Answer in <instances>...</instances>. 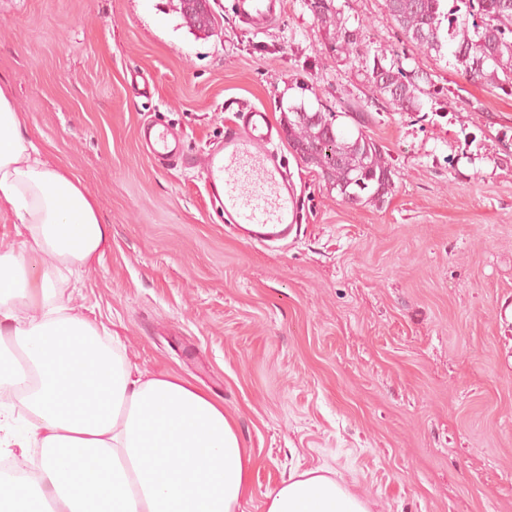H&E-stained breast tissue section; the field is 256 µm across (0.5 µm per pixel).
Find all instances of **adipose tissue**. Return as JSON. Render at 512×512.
Returning <instances> with one entry per match:
<instances>
[{"label":"adipose tissue","mask_w":512,"mask_h":512,"mask_svg":"<svg viewBox=\"0 0 512 512\" xmlns=\"http://www.w3.org/2000/svg\"><path fill=\"white\" fill-rule=\"evenodd\" d=\"M0 512H240L254 459L234 418L184 380L145 376L120 336L59 303L56 273L101 259L110 236L87 187L51 163L0 84ZM264 512H371L324 469L295 472Z\"/></svg>","instance_id":"adipose-tissue-1"}]
</instances>
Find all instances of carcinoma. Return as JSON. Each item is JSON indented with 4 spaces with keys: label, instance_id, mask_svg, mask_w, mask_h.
Segmentation results:
<instances>
[{
    "label": "carcinoma",
    "instance_id": "1",
    "mask_svg": "<svg viewBox=\"0 0 512 512\" xmlns=\"http://www.w3.org/2000/svg\"><path fill=\"white\" fill-rule=\"evenodd\" d=\"M447 0H385L388 14L405 40L416 48L450 57L452 66L473 83L490 85L512 95V0H453L466 5L467 18L456 9H445ZM321 22L333 26L336 47H359L360 28H350L334 0H304ZM376 91L401 112L420 107L424 90L408 76L397 58L376 54L373 58ZM288 141L299 159L321 170L331 188L344 200L380 207L393 189L395 170L383 147L367 133V112H325L323 105L288 106ZM353 120L357 132L338 123Z\"/></svg>",
    "mask_w": 512,
    "mask_h": 512
}]
</instances>
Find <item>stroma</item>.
I'll use <instances>...</instances> for the list:
<instances>
[{
    "mask_svg": "<svg viewBox=\"0 0 512 512\" xmlns=\"http://www.w3.org/2000/svg\"><path fill=\"white\" fill-rule=\"evenodd\" d=\"M210 4L205 36L180 0H0V81L110 226L61 298L145 375L223 403L256 459L241 512L317 467L372 512H512V96L406 42L384 0H335L362 31L349 53L303 0L262 33L235 0ZM380 50L424 88L419 110L375 91ZM300 100L371 113L395 187L379 208L344 202L282 143L301 231L254 247L212 207L200 162L242 103L279 124ZM145 121L183 133L186 166L153 165Z\"/></svg>",
    "mask_w": 512,
    "mask_h": 512,
    "instance_id": "1",
    "label": "stroma"
}]
</instances>
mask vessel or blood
<instances>
[{
  "instance_id": "obj_1",
  "label": "vessel or blood",
  "mask_w": 512,
  "mask_h": 512,
  "mask_svg": "<svg viewBox=\"0 0 512 512\" xmlns=\"http://www.w3.org/2000/svg\"><path fill=\"white\" fill-rule=\"evenodd\" d=\"M239 19L264 31L281 13L283 0H237ZM277 128L266 108L241 106L224 142L203 162L204 184L211 202L224 212L241 239L253 245H287L300 231L295 188L279 158ZM139 139L149 160L170 167L186 159L183 136L157 123L142 125Z\"/></svg>"
}]
</instances>
